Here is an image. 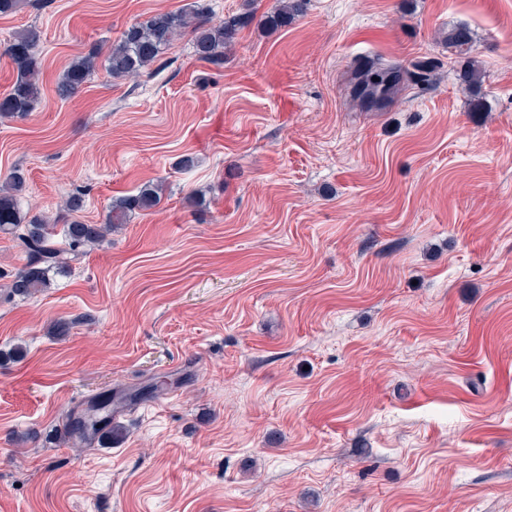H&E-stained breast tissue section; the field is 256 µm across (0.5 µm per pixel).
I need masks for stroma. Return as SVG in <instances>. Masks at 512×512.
Masks as SVG:
<instances>
[{"label":"stroma","mask_w":512,"mask_h":512,"mask_svg":"<svg viewBox=\"0 0 512 512\" xmlns=\"http://www.w3.org/2000/svg\"><path fill=\"white\" fill-rule=\"evenodd\" d=\"M187 2L0 16V94L11 34L42 37L35 111L0 119L23 209L79 190L99 224L165 186L51 288L0 279V350L25 349L0 361V512H512V0H309L240 31L223 68L185 37L139 78L57 96L74 57ZM376 56L438 58V81L360 111L350 70ZM164 379L112 445L59 443L89 397ZM308 0H281L279 8L260 19L259 24L271 29L288 28L296 19L303 16L307 10Z\"/></svg>","instance_id":"obj_1"}]
</instances>
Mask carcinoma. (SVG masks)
Segmentation results:
<instances>
[{
	"mask_svg": "<svg viewBox=\"0 0 512 512\" xmlns=\"http://www.w3.org/2000/svg\"><path fill=\"white\" fill-rule=\"evenodd\" d=\"M307 6V0H281L279 8L260 19L259 24L271 30L285 29L305 14ZM254 21L255 15L251 12L216 21L199 5H190L177 12H155L128 25L106 55L92 49L72 59L58 82V95L62 98L73 96L100 67L113 78H135L160 61L176 39L186 35L191 37L193 52L199 60L221 68L224 66V45ZM40 41V31L34 26L13 32L7 41L4 52L16 71V79L10 90L0 95L1 117L24 116L34 110L41 98L37 57ZM448 44L460 55L470 53V31L465 27L450 30ZM438 70L439 62L432 58L395 63L379 59L367 61L352 74L350 96L363 111L378 109L393 102L406 87L433 85ZM482 79L475 61H468L462 75L466 86L476 90L482 85ZM25 187L26 179L18 170L0 184V232L11 235L26 258L23 267L14 272L0 270V278L10 279V293L21 297H31L51 287V272L71 269V262L98 246L112 228L128 223L138 211L157 206L161 192L159 186L146 184L134 194L113 199L101 224L72 220L64 225L65 247L61 248L51 242L49 219L42 214L31 215L21 208L20 198ZM84 205V194L78 191L63 199V210L70 215L82 211ZM98 400L105 402L106 408L68 418L60 440L75 439L85 444L99 434L109 442L121 436V427L112 423V398L103 395Z\"/></svg>",
	"mask_w": 512,
	"mask_h": 512,
	"instance_id": "obj_1",
	"label": "carcinoma"
}]
</instances>
